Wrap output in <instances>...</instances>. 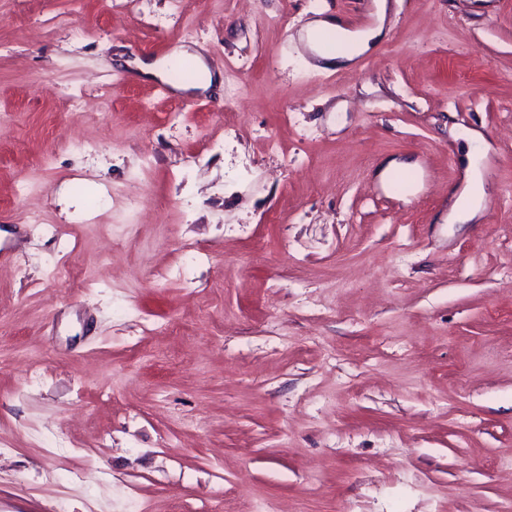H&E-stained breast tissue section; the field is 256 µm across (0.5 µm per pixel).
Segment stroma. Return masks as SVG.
Wrapping results in <instances>:
<instances>
[{
  "label": "stroma",
  "instance_id": "stroma-1",
  "mask_svg": "<svg viewBox=\"0 0 512 512\" xmlns=\"http://www.w3.org/2000/svg\"><path fill=\"white\" fill-rule=\"evenodd\" d=\"M318 13L0 0V512H512V0ZM377 1V24L374 27L361 31H351L342 27L332 18L321 17L322 14L318 13L316 18L308 22L302 38L306 40L312 52L320 60L326 62L328 66H335L336 68L351 66L354 59L367 52L374 40L382 33L387 4L386 0ZM333 31L348 45L347 50L333 54L323 51L322 39L327 33ZM190 56L193 57L196 60L197 64H198V70L201 73V79L196 81L194 84H191V85L175 84V85H173V88H175L177 90H187L189 88H196V89L207 90L213 84V82L215 81L214 75L202 63V61L199 58V56L189 54L186 51H181V50L180 51H174L170 55L169 61L164 66H160L157 63H155V64L141 63V67H140L141 73H143L145 75L160 76L161 77L163 75V73H164V68L167 67L168 69H171L178 60H184V59H186L187 57H190ZM450 133L464 138L467 142L477 144L472 147L467 155L469 162V181L460 192L453 209L449 212L447 221L451 224H467L472 221L483 208L485 201V189L480 172V162L486 155V145L481 135L472 130L455 132L452 128Z\"/></svg>",
  "mask_w": 512,
  "mask_h": 512
}]
</instances>
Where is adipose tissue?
Segmentation results:
<instances>
[{
    "label": "adipose tissue",
    "instance_id": "adipose-tissue-1",
    "mask_svg": "<svg viewBox=\"0 0 512 512\" xmlns=\"http://www.w3.org/2000/svg\"><path fill=\"white\" fill-rule=\"evenodd\" d=\"M382 30V25L378 24L365 30L351 31L341 27L333 19L319 16L308 22L303 37L320 60L327 65L340 68L352 65L356 57L367 52L374 40L381 35ZM333 31L337 32L346 43V50L333 54L323 51L322 39L327 33ZM461 136L472 145L467 155L470 176L467 185L460 192L453 209L448 214L447 221L451 224H465L472 221L482 210L485 201L480 162L486 155V146L478 132L465 130L462 131Z\"/></svg>",
    "mask_w": 512,
    "mask_h": 512
}]
</instances>
